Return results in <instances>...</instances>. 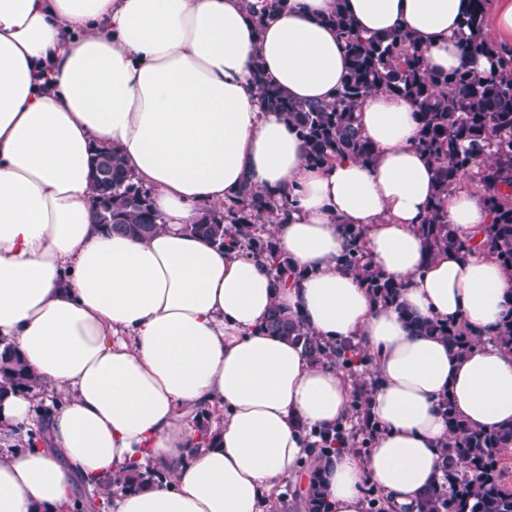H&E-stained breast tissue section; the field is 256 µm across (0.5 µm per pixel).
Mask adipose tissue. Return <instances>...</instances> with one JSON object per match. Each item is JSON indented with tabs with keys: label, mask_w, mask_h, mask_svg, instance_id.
<instances>
[{
	"label": "adipose tissue",
	"mask_w": 512,
	"mask_h": 512,
	"mask_svg": "<svg viewBox=\"0 0 512 512\" xmlns=\"http://www.w3.org/2000/svg\"><path fill=\"white\" fill-rule=\"evenodd\" d=\"M264 4L0 0V338L34 381L0 399V512H86L104 495L112 512H268L305 458L331 512H365L368 483L389 512H417L445 481L443 398L473 426L512 423V350L496 342L512 277L479 247L491 222L480 189L444 202L461 249L429 252L419 227L435 172L408 99L376 91L359 105L371 162L314 164L257 86L331 102L349 66L326 22L340 4L364 35L407 31L426 70L490 71L455 46L469 0H285L267 19ZM94 147L118 151L149 193V237L98 224ZM247 188L291 201L270 226L295 270L287 285L189 230ZM345 224L401 283L399 306L339 267ZM275 307L370 358L367 454L320 453V433L350 420L353 380L270 334ZM414 316L478 342L455 356ZM216 408L205 446L195 420ZM134 469L159 477L109 491Z\"/></svg>",
	"instance_id": "obj_1"
}]
</instances>
